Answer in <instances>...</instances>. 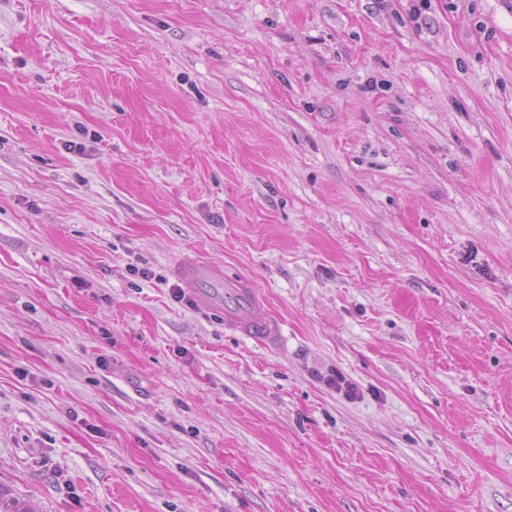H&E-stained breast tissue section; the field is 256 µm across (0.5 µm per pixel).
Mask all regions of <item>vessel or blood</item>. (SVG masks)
Here are the masks:
<instances>
[{
  "instance_id": "1",
  "label": "vessel or blood",
  "mask_w": 512,
  "mask_h": 512,
  "mask_svg": "<svg viewBox=\"0 0 512 512\" xmlns=\"http://www.w3.org/2000/svg\"><path fill=\"white\" fill-rule=\"evenodd\" d=\"M172 275L193 306L222 316L234 332L270 346L276 343L278 325L262 315L264 299L250 279L226 274L222 266L196 255L182 256Z\"/></svg>"
}]
</instances>
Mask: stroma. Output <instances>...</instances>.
<instances>
[{
    "instance_id": "obj_1",
    "label": "stroma",
    "mask_w": 512,
    "mask_h": 512,
    "mask_svg": "<svg viewBox=\"0 0 512 512\" xmlns=\"http://www.w3.org/2000/svg\"><path fill=\"white\" fill-rule=\"evenodd\" d=\"M0 491L512 512V0H0ZM171 271L185 298L195 307L222 316L227 328L268 346L278 340V324L260 313L264 298L250 279L228 275L222 266L196 255L182 256Z\"/></svg>"
}]
</instances>
